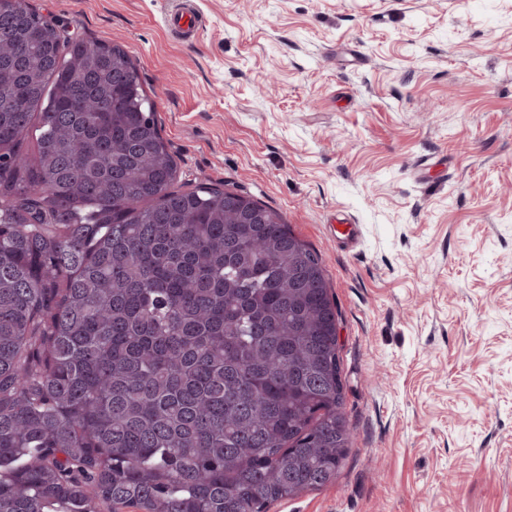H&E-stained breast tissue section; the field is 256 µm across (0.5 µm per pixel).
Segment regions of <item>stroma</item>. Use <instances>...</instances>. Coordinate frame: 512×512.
I'll return each instance as SVG.
<instances>
[{"instance_id": "35a3bbf8", "label": "stroma", "mask_w": 512, "mask_h": 512, "mask_svg": "<svg viewBox=\"0 0 512 512\" xmlns=\"http://www.w3.org/2000/svg\"><path fill=\"white\" fill-rule=\"evenodd\" d=\"M30 0L123 46L175 189L276 211L340 312L352 433L269 512H512V0ZM181 6L169 15V26L179 36L191 38L196 34L198 19L194 14V8L188 1H184Z\"/></svg>"}]
</instances>
